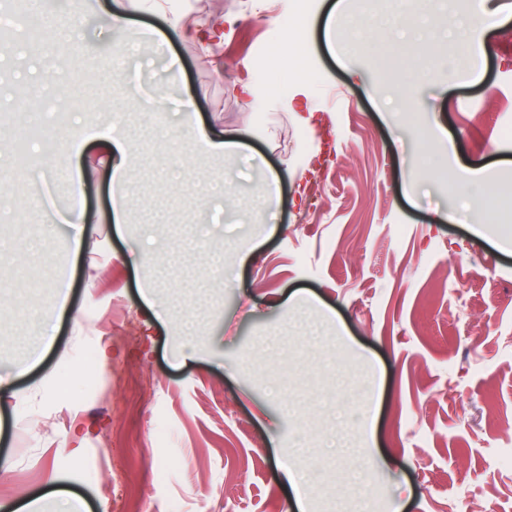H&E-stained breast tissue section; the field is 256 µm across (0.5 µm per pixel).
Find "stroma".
Masks as SVG:
<instances>
[{"label":"stroma","mask_w":512,"mask_h":512,"mask_svg":"<svg viewBox=\"0 0 512 512\" xmlns=\"http://www.w3.org/2000/svg\"><path fill=\"white\" fill-rule=\"evenodd\" d=\"M107 0H66L71 71L54 76L52 48L30 53L23 37L0 68L40 79L48 124L110 123L126 105L133 164L113 183L107 158L86 142L79 158L92 222L74 252L67 224L69 174L43 172L41 145L25 167L6 166L12 213L0 215V504L46 498L57 487L89 512H297L278 460L313 472L308 512H512V18L487 37L484 74L420 87L416 124L395 119L370 87L399 91L402 61L347 71L327 46L323 0H308L304 69L275 67L266 53L274 22L294 19L293 0H192V20L217 23L223 72L197 43L170 28L149 0L123 40L133 46L130 87L112 84ZM433 0H351V21L369 27L398 14L415 28ZM262 93L243 104V85ZM93 109L55 111L82 91ZM162 93L167 123L148 100ZM191 103L199 128L181 124ZM446 126L460 163L484 165L502 204L464 208L457 164L428 160L424 126ZM246 131L234 159L203 152L198 129ZM422 172L413 196L403 186ZM280 180L275 216L224 221L215 187L242 204ZM322 195L311 196L312 182ZM126 202L125 224L112 222ZM456 221L435 223L436 210ZM484 221V237L470 226ZM242 256L229 259L230 245ZM54 329L50 343L38 325ZM196 356L178 358L185 345ZM107 353L99 386L85 394V352ZM72 376L66 394L60 377ZM363 382L366 425L336 395ZM122 466L126 482L112 486ZM57 483H50V476Z\"/></svg>","instance_id":"1"}]
</instances>
